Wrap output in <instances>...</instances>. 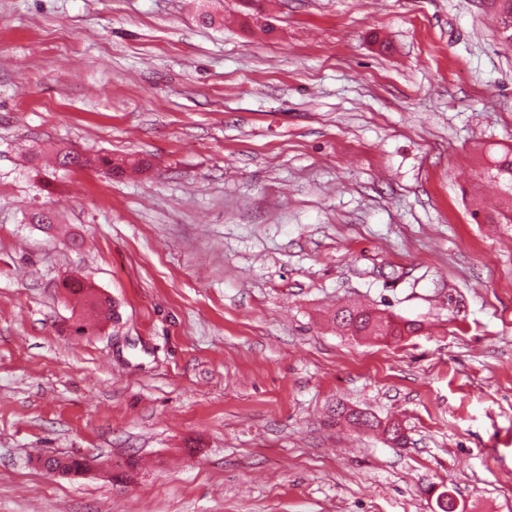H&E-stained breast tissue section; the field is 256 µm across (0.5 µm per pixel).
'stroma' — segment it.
Masks as SVG:
<instances>
[{
    "instance_id": "obj_1",
    "label": "stroma",
    "mask_w": 512,
    "mask_h": 512,
    "mask_svg": "<svg viewBox=\"0 0 512 512\" xmlns=\"http://www.w3.org/2000/svg\"><path fill=\"white\" fill-rule=\"evenodd\" d=\"M262 8L0 0V512H512V40L491 0ZM58 164L62 168H94L97 166H101L107 168L111 174L124 173L125 168L128 164H131L133 167H141L142 163L138 162H126V161H112L111 158L107 157H89L86 155H82L75 151H60L57 154ZM62 288H67L71 294L80 296L84 305L95 313L98 324L118 317L113 302L108 297L98 295L92 288L79 280H64ZM334 323L350 336L391 340L410 336L421 328L416 321L402 320L380 309H371L356 302L338 307L334 314Z\"/></svg>"
}]
</instances>
